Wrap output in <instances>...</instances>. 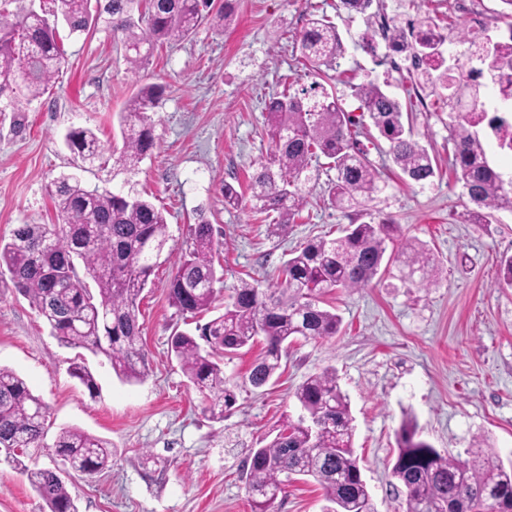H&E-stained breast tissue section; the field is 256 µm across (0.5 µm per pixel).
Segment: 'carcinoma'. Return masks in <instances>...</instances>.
Masks as SVG:
<instances>
[{"label": "carcinoma", "mask_w": 512, "mask_h": 512, "mask_svg": "<svg viewBox=\"0 0 512 512\" xmlns=\"http://www.w3.org/2000/svg\"><path fill=\"white\" fill-rule=\"evenodd\" d=\"M372 0H340L349 13L366 16L362 42L373 38ZM49 22L34 20L31 11L9 19L0 12V101L14 112L12 126L25 124L17 108L41 97L65 66L59 25L69 34L90 32L103 22L121 35L127 59L135 69L155 46L186 40L206 21L227 28L233 15L213 11L214 0H55ZM304 64L332 65L342 47L336 28L324 15L312 14L294 36ZM437 72H419L418 84L432 89L448 83L447 60ZM366 117L389 144V155L403 176L424 186L439 174L427 149L415 138L410 124L413 97L402 102L375 80L359 84L346 80ZM312 83L291 87L265 105V133L270 150L251 179L250 210L277 214L272 232L284 234L306 202L303 187L320 158L336 171L328 200L349 218L345 235L328 241L311 240L290 253L281 266L278 288L263 289L246 280L234 288L224 311L196 332L176 331L170 354L179 361L188 381L218 411L235 403L224 377V356L265 341L264 355L254 362L248 382L267 385L281 367L283 345L297 337L330 338L342 329L336 311L319 306L326 292L369 285L391 266L402 264L408 276L429 280L433 262L427 250L404 237L391 219L376 216L367 203L385 190L382 173L359 147L361 127L344 111L334 94ZM161 89L146 85L130 98L120 113L123 147L116 163L135 170L154 147L151 112ZM484 88L470 85L448 99L450 132L448 164L463 194L475 206L474 222L489 223L492 212L512 210V188L490 165L477 125L460 109L465 99L483 96ZM68 149L78 159L93 160L104 147L93 130L74 128L67 133ZM51 196L59 224H22L11 238H0V269L19 294L29 300L64 346L85 348L105 356L116 376L128 383L147 375L141 348L139 305L157 259L167 243L165 210L140 194L90 189L76 175L53 182ZM401 240L398 248L388 244ZM220 247L210 222L199 216L190 228V245L179 258L169 283L172 303L183 313L203 314L214 309V285L221 279L214 256ZM301 414L287 419L266 444L251 450L246 462L247 492L252 512H274L284 479L312 478L327 502L323 512H374L353 448L350 406L326 368L309 376L296 389ZM46 406L15 371L0 367V448L5 459L19 467L48 512H77L65 482L53 471L22 463L18 449L40 447L45 432ZM396 455L391 467L405 493L406 512H448V504L466 502L477 512L512 509V466L478 448L461 460L442 453L420 438L412 414L404 415L396 433ZM56 456L67 459L77 472L95 475L110 466L108 443L78 428H63L54 443Z\"/></svg>", "instance_id": "cac0c4a2"}]
</instances>
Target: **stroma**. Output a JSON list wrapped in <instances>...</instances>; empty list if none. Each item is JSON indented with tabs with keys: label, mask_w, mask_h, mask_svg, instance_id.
I'll return each instance as SVG.
<instances>
[{
	"label": "stroma",
	"mask_w": 512,
	"mask_h": 512,
	"mask_svg": "<svg viewBox=\"0 0 512 512\" xmlns=\"http://www.w3.org/2000/svg\"><path fill=\"white\" fill-rule=\"evenodd\" d=\"M215 2L230 4L233 29L202 24L186 40L158 48L136 71L108 30L64 38L68 64L42 97L26 104V130L13 134L12 112H0V237L7 238L21 224L56 223L48 187L75 170L63 144L68 129H92L105 147L121 149L119 114L127 101L143 85L164 87L152 116L155 148L138 169L109 163L82 173L87 187L138 193L166 211L168 241L140 304L146 377L123 382L104 356L61 346L26 298L0 286V365L23 377L48 408L45 445L31 451L38 467H55L48 445L61 428L76 427L112 450L108 469L67 478L78 512H251L244 470L251 448L284 416L299 414L296 388L328 367L350 403L354 450L375 512L405 508L390 475L404 413H412L422 439L439 451L463 458L479 446L512 461V288L499 283L500 260L512 254V211L494 212L486 224L468 220L470 204L448 166V111L434 105L413 111L414 131L440 170L431 184L400 179L386 140L370 152L388 184L372 210L427 245L433 277L404 279L394 269L370 287L329 292L326 306L343 320L339 335L290 344L281 376L259 389L245 379L261 346L225 356L236 402L220 419L206 411L168 351L174 332L195 327L172 305L168 283L198 214L221 243L219 310L239 279L272 285L289 253L316 237H341L349 223L326 202V171L306 185V204L286 235L272 234L260 215L225 207V185L248 192L270 150L263 116L269 97L296 78L317 82L357 117L352 84L374 79L401 100L411 86L406 72L387 70L364 50V16L338 10V0ZM372 8L394 19L429 15L448 27L449 37L457 35L453 0H373ZM311 12L336 25L339 69L352 84L303 66L293 35ZM75 361L86 363L95 390L70 375ZM324 505L319 486L298 476L274 510L322 512ZM0 512H47L26 476L4 460Z\"/></svg>",
	"instance_id": "35a3bbf8"
}]
</instances>
